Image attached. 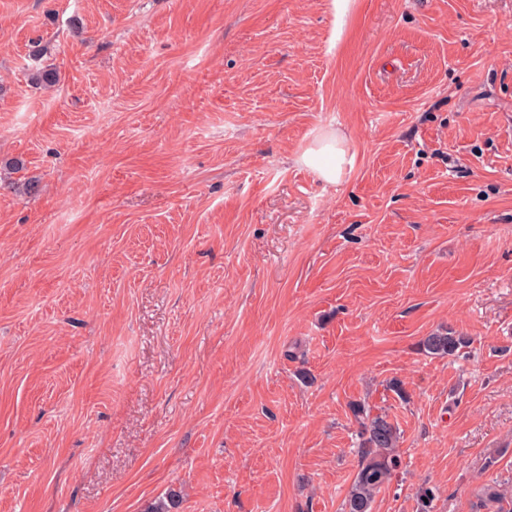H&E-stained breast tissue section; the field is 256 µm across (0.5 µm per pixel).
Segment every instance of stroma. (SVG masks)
<instances>
[{
	"label": "stroma",
	"mask_w": 512,
	"mask_h": 512,
	"mask_svg": "<svg viewBox=\"0 0 512 512\" xmlns=\"http://www.w3.org/2000/svg\"><path fill=\"white\" fill-rule=\"evenodd\" d=\"M356 402L512 490V0H0V512H341ZM345 138L332 130L317 138L315 144L296 156V162L310 170L325 183L336 184L344 176L353 157H348ZM470 343L467 336L452 331V329L437 330L424 336L419 341V349L428 355L453 356Z\"/></svg>",
	"instance_id": "1"
}]
</instances>
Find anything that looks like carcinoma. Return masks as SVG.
<instances>
[{"label": "carcinoma", "instance_id": "1", "mask_svg": "<svg viewBox=\"0 0 512 512\" xmlns=\"http://www.w3.org/2000/svg\"><path fill=\"white\" fill-rule=\"evenodd\" d=\"M470 339L450 329L438 330L419 341V349L428 355L453 356L465 348ZM358 422V461L351 486L344 499L342 512H372L376 495L388 484L400 465L401 432L385 413L370 415L360 405L353 406ZM480 506L495 512H512V499L495 482L482 486ZM181 492L169 491L166 496L149 503L143 512H180Z\"/></svg>", "mask_w": 512, "mask_h": 512}]
</instances>
